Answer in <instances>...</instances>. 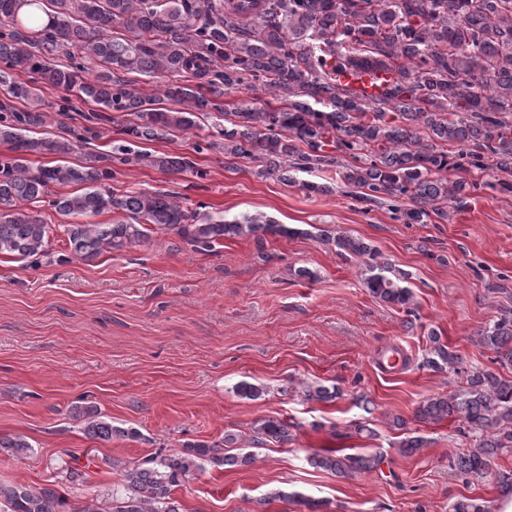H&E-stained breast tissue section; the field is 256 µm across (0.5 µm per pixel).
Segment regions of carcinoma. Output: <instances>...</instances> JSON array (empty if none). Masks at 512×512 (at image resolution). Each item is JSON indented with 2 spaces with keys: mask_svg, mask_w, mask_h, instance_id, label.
Returning a JSON list of instances; mask_svg holds the SVG:
<instances>
[{
  "mask_svg": "<svg viewBox=\"0 0 512 512\" xmlns=\"http://www.w3.org/2000/svg\"><path fill=\"white\" fill-rule=\"evenodd\" d=\"M344 66L385 69L395 78L369 98L338 81ZM162 76L172 82L156 84ZM43 85L64 93L61 112L80 100L99 108L95 119L104 112L114 113V122L128 117L122 132L137 144L188 133L211 119L219 138L196 142L195 152L256 159L258 175L310 192L324 186L303 176L338 173L368 206L407 199L401 210L407 224H426L433 215L446 220L445 205L461 204L481 188L512 193V0H0V140L12 151L0 159V254L20 261L49 255L50 225L37 213L46 204L66 217L119 214L110 224L65 225L70 250L82 260L142 245L162 230L199 252L244 236L262 246L267 235L311 232L264 216L228 221L185 207L175 192L119 195L107 187L117 173L113 163L182 172L191 167L184 158L123 146L110 156L89 152L80 165L31 166L29 155L65 156L86 142L74 130L33 136L47 119ZM255 85L270 97L262 107L227 112L214 98ZM341 153L351 161L342 162ZM488 170L506 177L478 181ZM60 186L74 191L52 192ZM314 236L365 258L361 281L374 297L410 304L404 277L371 244L326 227ZM475 335L501 365H512V314ZM430 341L428 367L457 363L437 334ZM77 416L89 439L139 438L91 406ZM416 417L430 423L456 417L480 433L455 468L468 481L481 478L494 456L512 450V380L476 369L465 390L421 402ZM253 433L256 445L292 437L282 419L258 421ZM238 443L227 432L222 441L186 444L124 467L112 512H183L174 491L204 463L229 469L252 463ZM0 449L19 458L31 445L21 436L0 437ZM383 458L324 448L309 463L347 477L376 471ZM66 504L52 487L0 484V512H66Z\"/></svg>",
  "mask_w": 512,
  "mask_h": 512,
  "instance_id": "carcinoma-1",
  "label": "carcinoma"
}]
</instances>
